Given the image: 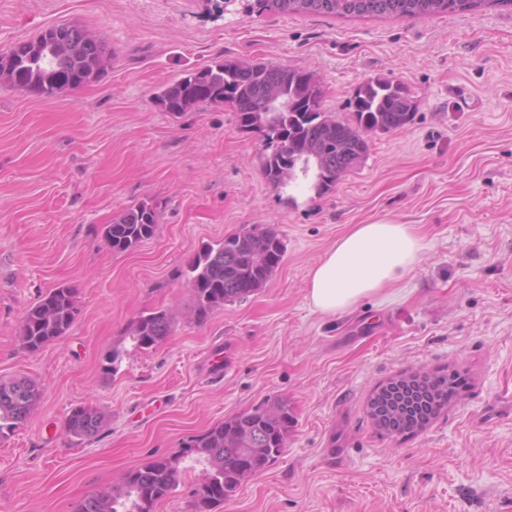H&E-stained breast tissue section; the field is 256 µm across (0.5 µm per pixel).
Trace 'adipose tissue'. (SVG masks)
I'll use <instances>...</instances> for the list:
<instances>
[{"label": "adipose tissue", "mask_w": 512, "mask_h": 512, "mask_svg": "<svg viewBox=\"0 0 512 512\" xmlns=\"http://www.w3.org/2000/svg\"><path fill=\"white\" fill-rule=\"evenodd\" d=\"M423 249L412 225H356L313 267L306 300L313 311L324 315L347 312L412 271Z\"/></svg>", "instance_id": "ef3b65f1"}]
</instances>
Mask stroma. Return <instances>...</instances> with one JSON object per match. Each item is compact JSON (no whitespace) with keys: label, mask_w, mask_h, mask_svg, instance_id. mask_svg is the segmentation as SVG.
<instances>
[{"label":"stroma","mask_w":512,"mask_h":512,"mask_svg":"<svg viewBox=\"0 0 512 512\" xmlns=\"http://www.w3.org/2000/svg\"><path fill=\"white\" fill-rule=\"evenodd\" d=\"M66 23L106 45L99 79L56 97L0 86V380L43 389L0 443V512H75L270 398L293 416L287 447L215 512H512V6L401 20L262 14L254 0H0V47ZM216 59L313 73L339 120L364 80L399 81L413 119L366 133L330 192L290 193L265 179L262 137L231 106L158 105ZM144 201L154 236L112 250L104 224ZM375 222L414 225L420 263L387 297L313 312L312 266ZM251 224L278 232L282 263L198 323L189 264ZM62 284L79 314L28 353L23 318ZM159 310L172 333L135 347L133 322ZM451 371L466 385L424 430L376 431L379 386ZM80 407L106 423L78 445L64 424Z\"/></svg>","instance_id":"obj_1"}]
</instances>
